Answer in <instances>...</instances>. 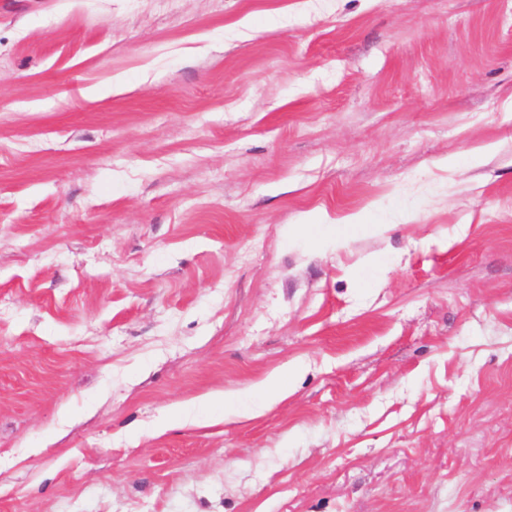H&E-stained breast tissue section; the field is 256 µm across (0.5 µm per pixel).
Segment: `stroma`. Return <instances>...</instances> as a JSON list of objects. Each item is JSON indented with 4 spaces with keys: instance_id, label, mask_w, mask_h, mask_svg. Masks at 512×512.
<instances>
[{
    "instance_id": "obj_1",
    "label": "stroma",
    "mask_w": 512,
    "mask_h": 512,
    "mask_svg": "<svg viewBox=\"0 0 512 512\" xmlns=\"http://www.w3.org/2000/svg\"><path fill=\"white\" fill-rule=\"evenodd\" d=\"M0 512H512V0H0Z\"/></svg>"
}]
</instances>
